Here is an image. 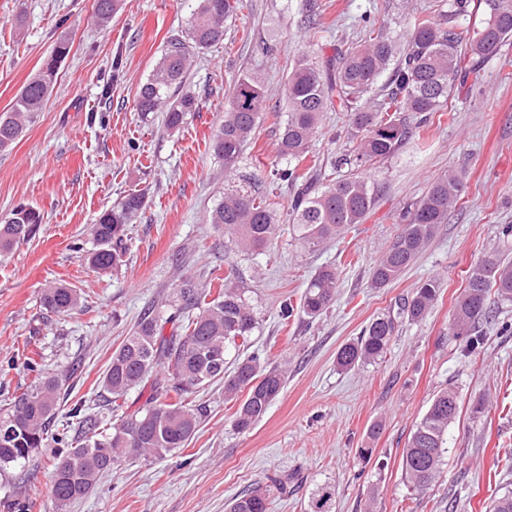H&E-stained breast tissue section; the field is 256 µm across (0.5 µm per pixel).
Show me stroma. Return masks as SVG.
<instances>
[{
	"label": "stroma",
	"instance_id": "35a3bbf8",
	"mask_svg": "<svg viewBox=\"0 0 512 512\" xmlns=\"http://www.w3.org/2000/svg\"><path fill=\"white\" fill-rule=\"evenodd\" d=\"M244 0L225 24L224 43L196 56L185 87L198 107L179 130L163 115H141L135 101L169 39L184 35L198 0H121L100 23L93 0H0V113L42 68L60 39L71 43L50 99L23 138L0 151V220L20 204L44 216L36 234L0 254V406L30 389L43 372L66 377L62 409L78 400L104 408V371L139 319L166 301L188 276L204 282L214 268L242 279L259 324L241 355L259 350L287 361L281 395L251 430L232 425L237 401L217 381L199 392L205 410L186 448L164 459L130 460L102 479L68 512H225L242 491L280 478L268 512H309L318 488L336 490L332 512H486L512 483V302L490 297L496 322L483 348L463 356L451 318L469 270L486 254L512 257V38L457 81L444 111L411 117L412 134L369 176L375 204L345 237L315 249L284 234L258 256L239 252L209 212L225 190L259 183L283 209L292 193L272 181L280 162L277 130L264 119L232 173L209 143L224 121V99L238 75L258 74L268 105L284 100L288 66L315 61L365 37L370 25L404 42L416 17H437L453 0ZM120 69H113V61ZM349 116L326 112L312 154L319 163L349 149ZM465 190L433 238L401 277L372 287L370 271L400 228L408 203L446 171ZM142 190L148 204L129 225L122 266L87 262L98 215ZM339 272L336 299L317 319L281 324L286 300L298 301L321 266ZM441 280L438 299L419 322L399 308L416 287ZM61 283L80 294L68 315L43 310L44 288ZM398 317L378 362L339 369L336 352L377 315ZM454 387L460 408L448 451L426 492L408 486L402 452L441 389ZM484 400L485 411L471 407ZM371 447V459L358 451ZM52 468L39 456L0 480V512L17 497L54 512Z\"/></svg>",
	"mask_w": 512,
	"mask_h": 512
}]
</instances>
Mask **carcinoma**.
<instances>
[{
    "instance_id": "cac0c4a2",
    "label": "carcinoma",
    "mask_w": 512,
    "mask_h": 512,
    "mask_svg": "<svg viewBox=\"0 0 512 512\" xmlns=\"http://www.w3.org/2000/svg\"><path fill=\"white\" fill-rule=\"evenodd\" d=\"M119 0H94L98 19L109 21ZM239 0H199L189 23L187 38L175 37L141 87L137 110L149 115L165 112L164 124L176 130L187 113L196 110V96L184 89L191 59L224 42V23ZM460 15L482 13L469 42L451 27L431 19H416L402 50L383 30H371L363 44L336 53L322 67L301 57L288 70L285 113H271L279 126L278 151L283 166L272 171L275 180L293 188L286 215L256 189L239 188L224 193L212 209L210 223L242 252L260 255L284 228L308 249L337 238L363 222L376 200L374 183L361 175L394 155L408 140L405 113L441 111L454 82L462 73L466 55L484 57L512 37V0H455ZM63 40L55 45L42 71L23 85L8 112L0 113V150L20 139L35 122L50 97L58 63L70 52ZM391 71L388 83L378 80ZM265 94L261 81L251 73L233 80L224 101V123L211 141L213 154L230 172L247 144L254 139ZM351 113L348 135L353 149L336 156L329 168L312 165L299 171L320 132L324 113ZM464 189L463 177L445 173L429 190L409 203L402 214L403 228L371 268L370 281L384 288L397 280L432 238L438 225L448 220ZM146 207V196L130 192L100 213L92 226L97 248L88 257L97 270L116 269L126 252V226L137 221ZM41 212L19 205L0 222V252H7L36 233ZM336 268L320 267L300 299L302 313L315 319L335 299ZM440 283L430 278L420 283L404 302L401 314L412 321L423 319L437 299ZM495 293L512 301V259L495 254L482 259L469 272L467 287L457 301L452 327L464 337V353L471 355L485 341L483 326L495 320L487 298ZM77 291L64 285L44 290L43 305L57 315L76 309ZM168 315H143L133 331L113 352L103 377L106 401L112 409L108 420L83 403L67 412L60 427L57 413L65 380L39 376L13 405L0 412V475L30 463L39 449L54 444L52 500L56 512H67L99 482L129 457L163 458L188 445L196 433L202 407L192 396L215 380H224L230 399L245 394L235 412L233 426L250 430L267 413L285 386L286 365H273L254 353L238 355L258 321L241 281L224 276L216 289L204 288L186 277L175 284L167 304ZM171 325L170 334H164ZM396 320L382 314L362 335L338 350L336 363L343 370L371 364L389 349ZM151 385V393L136 409L127 397L134 389ZM459 410L453 388L439 391L411 433L402 453L407 483L427 489L438 477L448 452V428ZM335 489L322 487L310 502L309 512H331ZM269 490H248L225 507V512H267ZM487 512H512V487L495 497Z\"/></svg>"
}]
</instances>
